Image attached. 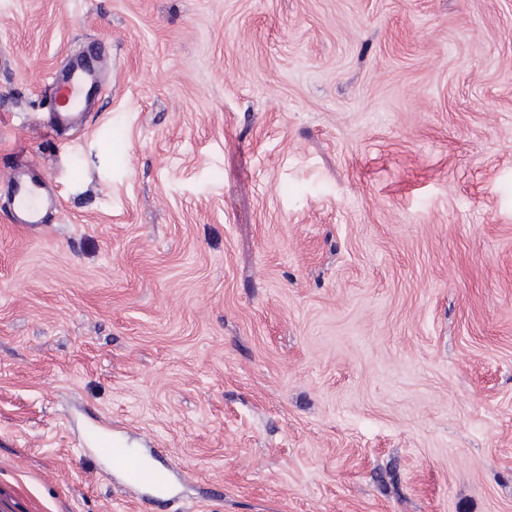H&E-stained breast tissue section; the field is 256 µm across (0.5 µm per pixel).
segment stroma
<instances>
[{
    "instance_id": "stroma-1",
    "label": "stroma",
    "mask_w": 512,
    "mask_h": 512,
    "mask_svg": "<svg viewBox=\"0 0 512 512\" xmlns=\"http://www.w3.org/2000/svg\"><path fill=\"white\" fill-rule=\"evenodd\" d=\"M0 512H512V0H0ZM51 79L53 96L58 108L55 109L54 117L59 122L71 120L76 111L99 91L94 71L86 68L72 67L64 75L55 74ZM77 102L80 106L75 110H69L70 106ZM42 178L18 175L12 180V207L10 223L35 226L43 224L45 209L59 203L45 194ZM112 462L125 472L133 484L148 487L158 493H165L169 487V478L165 471L146 466L139 456L129 448H112Z\"/></svg>"
}]
</instances>
